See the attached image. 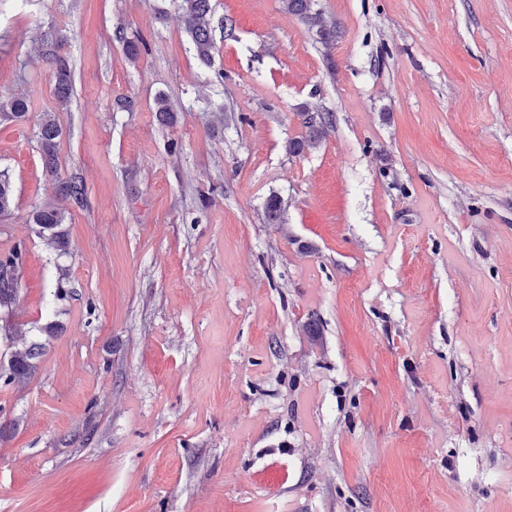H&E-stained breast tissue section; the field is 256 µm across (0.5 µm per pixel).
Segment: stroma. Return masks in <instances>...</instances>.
<instances>
[{
    "mask_svg": "<svg viewBox=\"0 0 512 512\" xmlns=\"http://www.w3.org/2000/svg\"><path fill=\"white\" fill-rule=\"evenodd\" d=\"M318 7L329 47L213 0L207 69L176 0H0V94L33 102L0 125V354L45 344L0 387V512H512V0ZM306 108L336 122L289 153ZM45 111L87 191L62 250L29 222ZM38 51L49 65L55 99L62 106L66 105L73 92L72 67L61 40L47 32L38 45ZM26 258V249L22 242L0 253V312L9 313L19 296V282L8 276L13 271H20Z\"/></svg>",
    "mask_w": 512,
    "mask_h": 512,
    "instance_id": "35a3bbf8",
    "label": "stroma"
}]
</instances>
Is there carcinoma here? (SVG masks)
Segmentation results:
<instances>
[{"label":"carcinoma","mask_w":512,"mask_h":512,"mask_svg":"<svg viewBox=\"0 0 512 512\" xmlns=\"http://www.w3.org/2000/svg\"><path fill=\"white\" fill-rule=\"evenodd\" d=\"M284 9L316 30L320 42L330 46L336 38V22L324 17L317 9V0H282ZM191 43L199 62L209 67L213 62L215 43L212 36L210 17L212 0H178ZM38 51L49 65L53 82V94L59 104L70 101L72 87V67L68 54L64 51L61 40L48 32L41 39ZM156 118L163 125L176 122L177 107L166 96L155 101ZM31 101L24 96L0 98V124L22 123L29 119ZM303 126L307 129L304 139L288 142L291 154L300 153L304 147H311L323 138L326 130L335 123L332 112H301ZM62 129L53 112H43L36 125V139L42 156L45 172L54 185L57 198L82 205L86 195L83 181L77 176L63 177L59 171V145ZM15 207L14 188L5 172H0V218L8 217ZM32 223L38 227L39 235L50 242L63 244L60 227L66 219V211L51 202L37 204L31 211ZM265 218L270 224L281 223V202L275 195L270 196L265 204ZM26 249L23 243L14 244L0 253V312H10L19 296V282L10 277V273L23 267ZM42 345L32 342L22 348L12 349L7 360L0 361V385L7 387L21 384L28 380L36 368V359L41 354Z\"/></svg>","instance_id":"cac0c4a2"}]
</instances>
